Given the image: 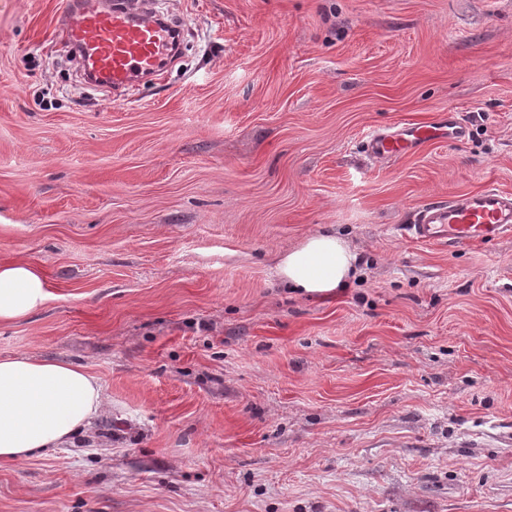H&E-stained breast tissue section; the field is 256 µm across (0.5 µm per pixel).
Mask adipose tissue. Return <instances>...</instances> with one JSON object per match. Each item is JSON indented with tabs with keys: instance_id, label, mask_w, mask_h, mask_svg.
Instances as JSON below:
<instances>
[{
	"instance_id": "obj_1",
	"label": "adipose tissue",
	"mask_w": 512,
	"mask_h": 512,
	"mask_svg": "<svg viewBox=\"0 0 512 512\" xmlns=\"http://www.w3.org/2000/svg\"><path fill=\"white\" fill-rule=\"evenodd\" d=\"M356 264L345 240L319 232L281 255L276 273L300 293L329 297L355 277ZM48 296L37 265L0 262V324L28 317ZM103 407L98 378L80 366L25 354L0 357V461L46 455L86 428Z\"/></svg>"
}]
</instances>
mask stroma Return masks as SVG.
Returning <instances> with one entry per match:
<instances>
[{
    "mask_svg": "<svg viewBox=\"0 0 512 512\" xmlns=\"http://www.w3.org/2000/svg\"><path fill=\"white\" fill-rule=\"evenodd\" d=\"M63 2L0 0V261L51 293L0 356L106 403L0 512H512V235L394 231L512 193V0H157L185 39L122 96L59 64ZM448 110L466 141L362 151ZM315 232L358 256L327 299L275 272ZM405 237L460 247L490 243L512 233V194L495 187L459 193L448 201L425 204L412 224H400Z\"/></svg>",
    "mask_w": 512,
    "mask_h": 512,
    "instance_id": "35a3bbf8",
    "label": "stroma"
}]
</instances>
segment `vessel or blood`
Segmentation results:
<instances>
[{
  "label": "vessel or blood",
  "mask_w": 512,
  "mask_h": 512,
  "mask_svg": "<svg viewBox=\"0 0 512 512\" xmlns=\"http://www.w3.org/2000/svg\"><path fill=\"white\" fill-rule=\"evenodd\" d=\"M58 27L64 45L79 51L83 71L117 93L158 74L176 52L175 29L169 22L138 18L131 8L109 6L105 0H65ZM467 133L462 113L451 111L429 124L373 131L364 146L369 156L396 161L433 141H463ZM398 231L420 242L451 247L490 243L512 233V194L486 187L431 202Z\"/></svg>",
  "instance_id": "b4317fda"
}]
</instances>
